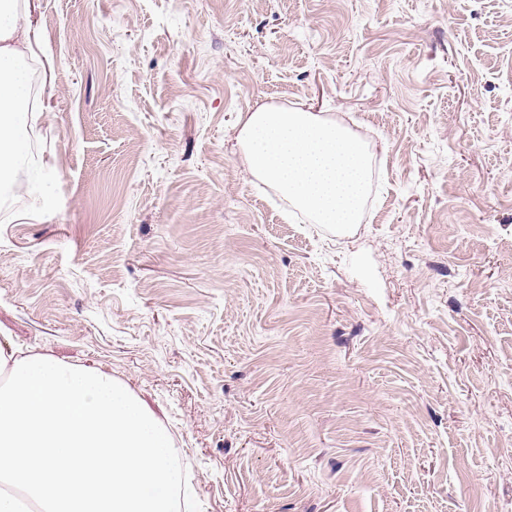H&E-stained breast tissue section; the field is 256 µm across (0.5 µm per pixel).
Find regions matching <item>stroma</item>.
<instances>
[{
  "label": "stroma",
  "instance_id": "stroma-1",
  "mask_svg": "<svg viewBox=\"0 0 512 512\" xmlns=\"http://www.w3.org/2000/svg\"><path fill=\"white\" fill-rule=\"evenodd\" d=\"M0 337L112 374L201 512H512V0H40ZM370 132L350 233L238 119Z\"/></svg>",
  "mask_w": 512,
  "mask_h": 512
}]
</instances>
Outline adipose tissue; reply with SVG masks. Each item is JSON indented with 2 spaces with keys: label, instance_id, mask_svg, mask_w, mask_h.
Wrapping results in <instances>:
<instances>
[{
  "label": "adipose tissue",
  "instance_id": "adipose-tissue-1",
  "mask_svg": "<svg viewBox=\"0 0 512 512\" xmlns=\"http://www.w3.org/2000/svg\"><path fill=\"white\" fill-rule=\"evenodd\" d=\"M38 0H0V194L24 190V165L30 156L27 121L43 106L30 92L27 61L40 34L30 17Z\"/></svg>",
  "mask_w": 512,
  "mask_h": 512
}]
</instances>
